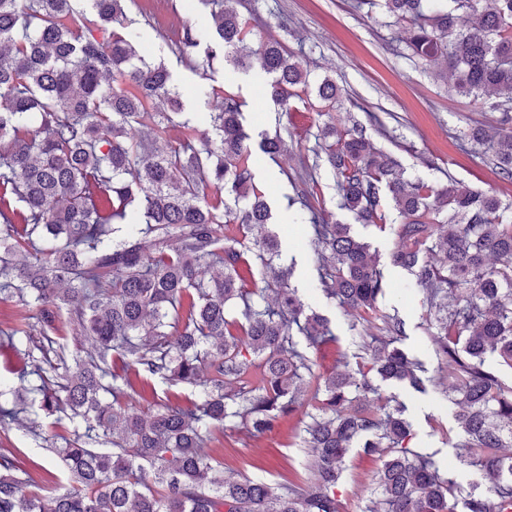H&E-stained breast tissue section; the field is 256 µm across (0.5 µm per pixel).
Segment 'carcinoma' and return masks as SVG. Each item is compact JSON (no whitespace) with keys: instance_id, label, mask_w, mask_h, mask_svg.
<instances>
[{"instance_id":"1","label":"carcinoma","mask_w":512,"mask_h":512,"mask_svg":"<svg viewBox=\"0 0 512 512\" xmlns=\"http://www.w3.org/2000/svg\"><path fill=\"white\" fill-rule=\"evenodd\" d=\"M80 2L0 0V294L35 309L43 333L84 336L70 354L60 345L37 357L15 349L26 329H0L24 360L19 382L30 372L41 380L23 391L46 414L80 423L64 447L48 449L67 487L29 492L22 464L0 454V512H344L336 487L355 448L381 460L363 512H512V454L498 452L512 447V385L486 364L493 356L512 369V203L457 181L438 188L406 178L358 125L332 123L334 82H310L277 40L251 51L282 111L292 98L314 99L340 209L358 224L392 226L391 262L425 298L442 379L459 406L454 447L488 484L462 498L411 447L404 409L377 394L375 378L423 389L419 363L394 339L366 345L356 371L329 376L297 349L295 330L312 348L330 333L289 287L293 267L273 264L281 251L254 180L246 101L204 84L199 94L222 97L224 110L190 124L170 71L138 54L127 0H90V15ZM236 2L205 0L216 6L212 25L185 29L179 52L203 45L208 57L238 60L253 29ZM426 2L359 5L413 19L411 56L448 61L456 95L476 103L495 89L511 112L512 0ZM174 128L176 144L158 146ZM469 141L488 146L512 179V128L475 127ZM259 147L275 156L285 142L266 134ZM317 199L315 184L301 194L318 289L371 325L385 289L377 258ZM258 275L276 290L274 310L248 288ZM232 300L240 319L230 316ZM142 374L190 386L197 399L141 409L131 376ZM302 407L300 443L315 481L275 487L221 475L209 444L225 422L239 418L263 434ZM24 412L0 404V429L25 428Z\"/></svg>"}]
</instances>
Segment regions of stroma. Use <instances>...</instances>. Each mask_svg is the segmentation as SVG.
I'll list each match as a JSON object with an SVG mask.
<instances>
[{
    "mask_svg": "<svg viewBox=\"0 0 512 512\" xmlns=\"http://www.w3.org/2000/svg\"><path fill=\"white\" fill-rule=\"evenodd\" d=\"M238 10L244 19L259 20V36L280 40L294 52L295 62L309 72L311 80L333 79L340 89L333 108L337 127H344L352 117L359 120L374 145L391 153L407 177L434 186L453 178L512 201V179L499 172L490 150L472 149L466 138L471 125L500 124L503 114L495 105L502 101V94L488 92L476 103L452 95L447 64L431 68L407 56L410 22L393 23L377 7L357 9L355 0H243ZM127 14L134 18L133 32L146 52L172 73L183 95L185 119L194 121L199 113L222 109L221 99L198 96L207 74L246 101L244 127L253 149L255 181L270 202L271 228L279 236L282 257L294 267L290 285L310 310L328 320L334 336L312 351L315 369L323 374L356 369L362 362L360 338L366 330L357 325L356 312L317 290L313 229L289 180L301 172L303 159L316 146L314 112L295 98L289 113L281 114L251 63L238 66L219 57L204 72L199 67L203 51L190 57L179 54L177 31L186 25L202 28L212 23L209 7L199 0H130ZM275 132L281 134L286 149L272 158L257 145L262 134ZM317 177L324 209L350 225L376 252L386 280L378 313L401 319L403 334L396 345L419 361L426 380L422 392L398 382L380 383L379 391L405 406L414 448L432 457L446 477L470 489L479 481V471L457 457V407L448 402L439 384L441 364L428 333L423 298L409 272L391 263L395 237L390 227L353 223L350 214L340 209L327 163H320ZM301 420V415L290 416L275 430L259 435L251 434L240 421L228 422L215 448L225 475L260 476L274 484L297 476L310 479V472L302 467L306 450L300 445ZM7 451L24 463L31 488L51 489L63 475L61 464L27 431H0V452ZM379 466V459L356 451L349 455L340 481L349 512H363L372 492V474Z\"/></svg>",
    "mask_w": 512,
    "mask_h": 512,
    "instance_id": "stroma-1",
    "label": "stroma"
}]
</instances>
